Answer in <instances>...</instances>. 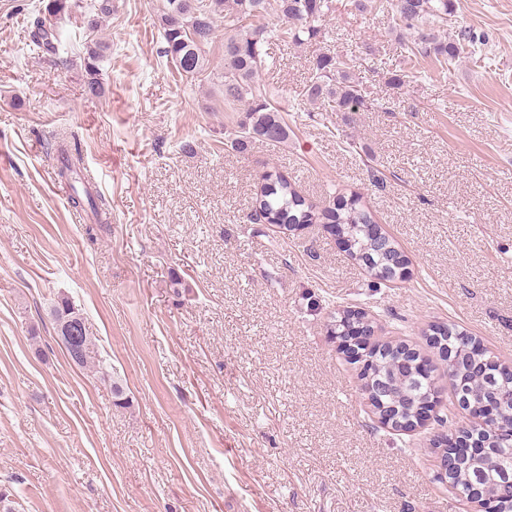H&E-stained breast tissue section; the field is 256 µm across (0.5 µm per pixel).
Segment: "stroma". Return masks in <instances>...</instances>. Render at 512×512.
Returning <instances> with one entry per match:
<instances>
[{
  "label": "stroma",
  "mask_w": 512,
  "mask_h": 512,
  "mask_svg": "<svg viewBox=\"0 0 512 512\" xmlns=\"http://www.w3.org/2000/svg\"><path fill=\"white\" fill-rule=\"evenodd\" d=\"M319 41L262 47L286 143L229 142L243 104L208 68L177 74L162 0H92L32 40L39 0H0V512H473L439 479L436 422L382 427L359 367L326 333L346 308L420 351L451 399L432 326L512 362V0H451L482 58L413 64L376 8L333 0ZM105 42L103 96L86 43ZM352 56L358 112L302 101L318 53ZM417 79L394 87L396 75ZM111 223L70 202L49 158L60 133ZM276 168L316 205L360 194L408 260L374 282L322 225L251 220ZM68 297L106 369L69 360L48 312ZM130 403H114L110 375ZM467 411L450 406V422ZM87 56L84 58V67L88 77L87 91L92 96H100L103 93V86L97 77L99 69L97 62L103 58V47L98 43H90L86 46Z\"/></svg>",
  "instance_id": "obj_1"
}]
</instances>
